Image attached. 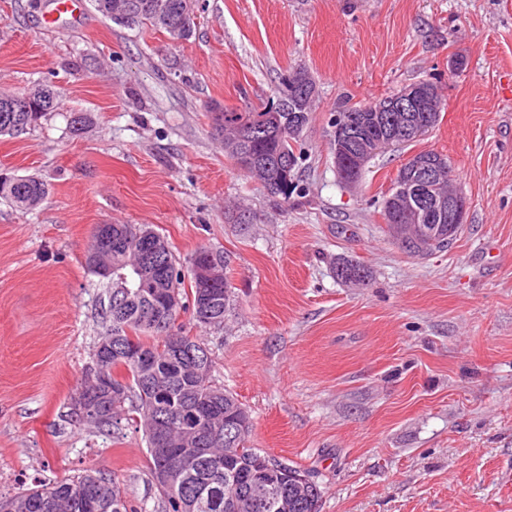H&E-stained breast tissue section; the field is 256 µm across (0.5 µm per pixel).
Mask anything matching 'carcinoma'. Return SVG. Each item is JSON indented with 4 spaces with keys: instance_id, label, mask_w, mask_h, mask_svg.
<instances>
[{
    "instance_id": "1",
    "label": "carcinoma",
    "mask_w": 512,
    "mask_h": 512,
    "mask_svg": "<svg viewBox=\"0 0 512 512\" xmlns=\"http://www.w3.org/2000/svg\"><path fill=\"white\" fill-rule=\"evenodd\" d=\"M96 10L106 19L130 29L151 26L166 33L172 32L173 5L181 0H94ZM315 84L304 68L285 77L278 101L288 98L295 83ZM435 106H427L415 116L428 117L430 126L440 118L442 102L435 84L425 81ZM60 92L49 86H38L21 92L0 93V135L26 131L49 112L58 108ZM313 101L300 99L294 112H228L216 104L212 108L214 130L224 142V152L237 165L243 155H254L253 164L245 171L268 192L290 198L295 189L296 153L304 128L308 125ZM371 104L342 103L332 115L329 126L353 116L367 115ZM385 124L368 123L364 141L377 150L390 144L410 142L405 136L402 114L391 113ZM450 164L438 168L432 180L425 183L412 174H397L389 196L398 190L414 204L426 197H448L452 182L448 181ZM49 195L48 184L34 176L0 178V198L21 211L39 207ZM411 220H397L388 199H383L381 214L384 223L399 246L409 254L420 255L448 247L439 235L448 225L422 210L409 208ZM155 247L156 265L152 275L165 279L166 289L178 300L177 307L159 323L148 318L152 307L150 289L139 287V276L127 265L132 250L145 243ZM336 277L342 281L362 284L368 271L359 262L341 259L335 265ZM109 288L105 319L109 322L106 335L98 344H109L102 350L108 360V380L98 387L86 382L71 396V403L91 402L101 415L99 421H85L101 432H118L122 420L134 414V422L142 429L150 454V475L162 497V512H320L321 491L310 486V497L292 501L280 511L268 508L264 494L252 483V469L259 459L266 458L250 446L252 424L247 410L230 392L216 385L212 378L213 360L204 343L191 336L186 349L176 352L170 348L173 333L171 322L182 310H188L201 325L219 326L229 306L231 289L224 275L209 279L184 270L173 254L168 240L145 224L112 225V275L102 277ZM189 288H184V281ZM209 404L220 416L240 417L247 425L227 441L235 449V474L224 478L214 472L204 448L208 447L209 421L193 413L198 404ZM166 417L165 434L176 432L183 424H194L199 430L201 445L181 457L171 460L173 474L161 479L157 454L152 446L148 422L150 414ZM8 512H129L118 480L101 472L88 473L39 484L33 488L0 499V509Z\"/></svg>"
}]
</instances>
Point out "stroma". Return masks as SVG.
I'll return each mask as SVG.
<instances>
[{
	"instance_id": "obj_1",
	"label": "stroma",
	"mask_w": 512,
	"mask_h": 512,
	"mask_svg": "<svg viewBox=\"0 0 512 512\" xmlns=\"http://www.w3.org/2000/svg\"><path fill=\"white\" fill-rule=\"evenodd\" d=\"M53 9L0 0V90L61 95L0 135V174L49 186L29 212L0 199V497L97 469L161 512L142 432L67 416L106 331L92 231L147 224L181 264L202 246L226 256L223 325L183 312L174 328L249 411L251 447L309 473L321 512H512V0H198L179 42L92 0L69 21ZM299 67L318 96L285 200L225 156L211 107L262 109ZM421 81L444 99L437 125L342 183L337 106ZM422 150L447 156L468 209L446 249L412 256L380 210ZM229 204L250 223L228 222ZM338 258L367 284L340 282ZM336 277L350 283L364 284L368 279V271L359 262L340 259L335 265Z\"/></svg>"
}]
</instances>
